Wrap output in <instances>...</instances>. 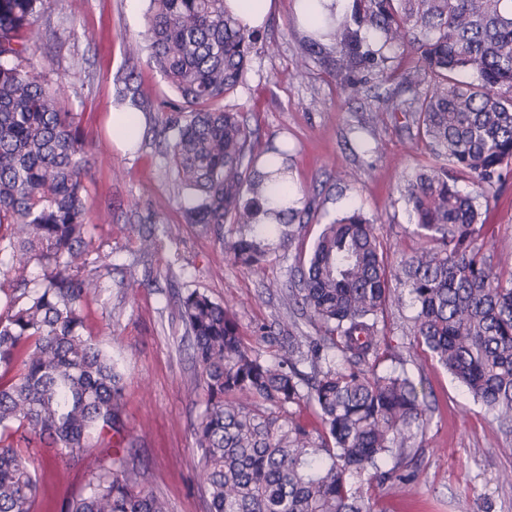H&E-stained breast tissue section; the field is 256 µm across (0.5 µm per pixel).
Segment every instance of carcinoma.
<instances>
[{
    "instance_id": "carcinoma-1",
    "label": "carcinoma",
    "mask_w": 512,
    "mask_h": 512,
    "mask_svg": "<svg viewBox=\"0 0 512 512\" xmlns=\"http://www.w3.org/2000/svg\"><path fill=\"white\" fill-rule=\"evenodd\" d=\"M225 2L150 0L145 38L177 95L157 109L172 133L166 151L183 221L213 231L253 268L268 260L273 237L291 244L314 213L270 194L288 182V150L257 153L244 115L224 107L254 45ZM42 4L0 0V276L13 275L0 310V512H36L41 476L19 448L40 444L55 449L58 467L97 462L59 512H169L139 487L123 376L85 334V303L111 264L88 269L84 192L94 162L80 113L65 110L29 62ZM401 47L416 63L398 74L390 52ZM313 57L352 97L369 95L366 72L411 92L375 93L382 105L372 119L402 113L434 161L403 191L421 245L393 266L379 226L360 211L322 225L297 277L267 287L315 335H300L292 319L261 324L260 337L281 349L273 360L244 343L224 305L198 291L179 299L204 399L193 433L207 512H366L363 478L415 483L407 458L425 395L401 353H388L382 327L405 295L414 341L501 425L512 423V269L492 263L497 249L512 255V238L488 235L476 198L449 175L468 173L487 198L512 167V0H353L314 24L300 65ZM466 71L477 81L459 79ZM115 100L152 108L133 68L116 77ZM179 234L176 224L149 229L140 252ZM387 354L394 365L378 369ZM303 405L316 408L321 428L297 419Z\"/></svg>"
}]
</instances>
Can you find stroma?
Masks as SVG:
<instances>
[{
  "instance_id": "obj_1",
  "label": "stroma",
  "mask_w": 512,
  "mask_h": 512,
  "mask_svg": "<svg viewBox=\"0 0 512 512\" xmlns=\"http://www.w3.org/2000/svg\"><path fill=\"white\" fill-rule=\"evenodd\" d=\"M148 7L149 0H46L36 20L42 38L34 60L63 105L80 113L95 158L85 195L89 250L107 258L112 276L87 303L86 332L124 375L125 410L139 436L133 450L139 483L164 497L170 512H207L192 430L203 403L191 390L194 367L177 319L179 294L197 290L224 304L248 346L273 359L276 347L257 329L287 310L276 298L259 301L265 285L288 282L322 224L352 209L379 226L391 261L412 253L420 240L400 187L429 156L416 128L391 116L373 123L363 105L348 101L332 72L315 61L299 66L306 34L294 0H276L255 34L244 80L225 104L246 114L258 132L257 149L288 141L294 198L301 208L314 203L316 212L302 236L275 249L264 265L235 264L213 232L183 223L182 191L162 146L149 139L130 152L112 141L113 79L132 63L128 43L142 45L133 63L145 95L157 103L174 97L143 45ZM351 170L354 179L339 180V172ZM105 210L111 223L98 221ZM153 224L181 225V235L145 256L139 234ZM133 274L140 281L134 292L127 286ZM412 314L407 305L391 308L384 334L432 405L423 433L411 441L419 479L409 491L387 483L369 488L368 512H512V431L500 428L425 348L411 344ZM85 483L81 467L45 472L38 512H57Z\"/></svg>"
}]
</instances>
